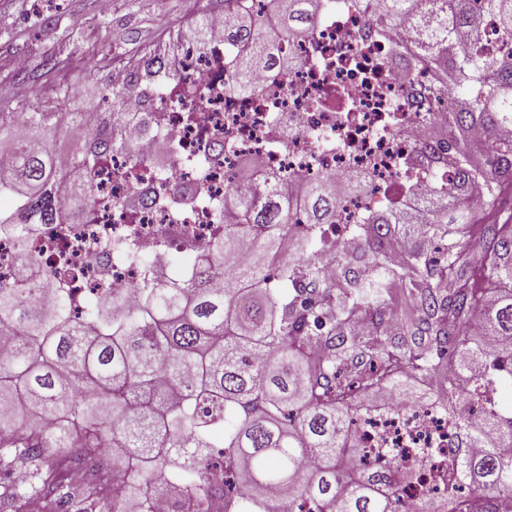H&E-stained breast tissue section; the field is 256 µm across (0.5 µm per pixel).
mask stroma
Here are the masks:
<instances>
[{"mask_svg":"<svg viewBox=\"0 0 512 512\" xmlns=\"http://www.w3.org/2000/svg\"><path fill=\"white\" fill-rule=\"evenodd\" d=\"M214 7V0H112L105 13L99 0H0V82L19 90L0 98V112L110 111L102 97L113 63L143 52L184 58ZM74 16L81 27L71 25Z\"/></svg>","mask_w":512,"mask_h":512,"instance_id":"35a3bbf8","label":"stroma"}]
</instances>
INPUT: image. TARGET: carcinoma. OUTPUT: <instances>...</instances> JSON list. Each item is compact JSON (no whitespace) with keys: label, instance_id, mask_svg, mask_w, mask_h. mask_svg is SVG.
I'll return each instance as SVG.
<instances>
[{"label":"carcinoma","instance_id":"1","mask_svg":"<svg viewBox=\"0 0 512 512\" xmlns=\"http://www.w3.org/2000/svg\"><path fill=\"white\" fill-rule=\"evenodd\" d=\"M240 2L224 0V68L241 84L298 66L283 44L309 38L318 11L336 6L269 0L281 33L272 42ZM472 2L376 0V36L406 31L390 61L428 70L427 95L454 96L420 150L432 183L408 189L403 207L343 225L352 249L338 253L329 239L340 207L331 185L283 190L267 174L262 196L242 187L229 204L210 202L224 233L195 269L172 280L151 273L132 301L114 288L74 314L57 287L75 278L64 258L59 278L41 281L43 307L0 285V458L34 466L23 484L4 483L11 498L70 512L75 495H98L110 466L112 512H146L149 491L173 512H209L216 498L222 512H407L401 490L414 475L366 464L372 449L354 425V398L384 386L413 403L420 376L436 380L448 405L463 396L480 416L459 421L450 442L464 496H425L415 512H498L512 498V415L492 405L496 382H512V224L488 220L512 186V139L502 138L512 130V54L495 56L484 34L490 14L497 39L512 43V0H483L481 10ZM129 67L127 85L112 90L120 111L105 113L65 165L50 138L83 113L28 111L31 137L0 113V149L13 154L0 168V197L10 199L0 233L15 239L32 279L41 277L33 225L74 223L56 191L84 183L96 203L90 174L132 153L121 126L158 120L121 108L143 87L166 101L165 60ZM346 188L368 192V174ZM217 466L228 475L221 485L209 478Z\"/></svg>","mask_w":512,"mask_h":512}]
</instances>
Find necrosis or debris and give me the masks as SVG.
Returning <instances> with one entry per match:
<instances>
[{
	"label": "necrosis or debris",
	"mask_w": 512,
	"mask_h": 512,
	"mask_svg": "<svg viewBox=\"0 0 512 512\" xmlns=\"http://www.w3.org/2000/svg\"><path fill=\"white\" fill-rule=\"evenodd\" d=\"M376 24L374 0H337L335 9L318 15L309 39L291 44L303 60L300 68L241 89L224 71V13H210L204 50L184 59L168 86L163 123L125 130L138 163L116 154L92 172L103 203L84 210L80 223L36 225L31 255L37 266L50 273L57 255L67 256L76 277L65 286L76 301L90 305L102 289L138 285L150 263L179 254L194 264L217 233L214 214L199 205L180 218L150 203L158 175L152 154L162 145L170 149V182L179 189L201 183L207 195L227 197L241 162L249 160L255 171L281 172L292 186L326 177L339 186L350 171L367 172L369 194L341 195L343 225L389 204L407 188L404 166L423 142L424 114L447 111L448 104L415 96L429 82L426 73L409 81L403 69L386 64L403 32L375 39ZM220 137L229 145L224 156L201 164L205 147ZM109 199L119 209L106 207ZM356 427L374 450L369 464L384 462V449L398 448L415 469V481L402 491L406 501L460 496L448 450L454 423L444 399L401 409L382 391L371 396Z\"/></svg>",
	"instance_id": "1"
}]
</instances>
